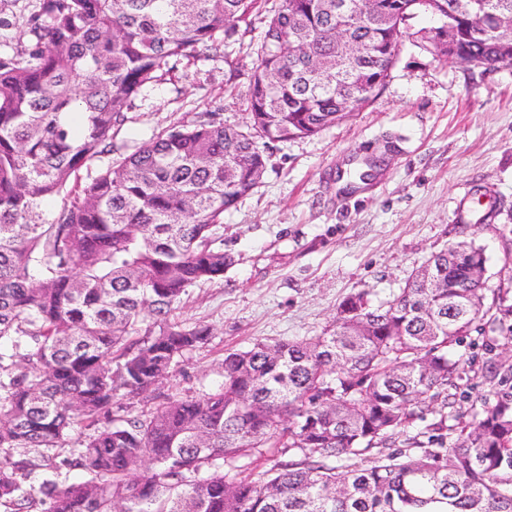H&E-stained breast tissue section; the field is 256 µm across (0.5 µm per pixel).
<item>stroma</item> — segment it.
Returning <instances> with one entry per match:
<instances>
[{"label": "stroma", "instance_id": "stroma-1", "mask_svg": "<svg viewBox=\"0 0 512 512\" xmlns=\"http://www.w3.org/2000/svg\"><path fill=\"white\" fill-rule=\"evenodd\" d=\"M259 30L223 58L183 59L137 99L121 139L136 144L213 106L246 120ZM380 156L368 181L364 158ZM485 249L489 291L512 290V68L448 62L402 46L377 96L313 138L274 144L260 184L224 214L223 280L187 290L178 319L213 329L161 385L216 389L229 349L320 335L349 294L391 300L432 254L458 241Z\"/></svg>", "mask_w": 512, "mask_h": 512}]
</instances>
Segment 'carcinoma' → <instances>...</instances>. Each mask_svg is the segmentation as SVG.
I'll return each instance as SVG.
<instances>
[{
	"label": "carcinoma",
	"mask_w": 512,
	"mask_h": 512,
	"mask_svg": "<svg viewBox=\"0 0 512 512\" xmlns=\"http://www.w3.org/2000/svg\"><path fill=\"white\" fill-rule=\"evenodd\" d=\"M344 2L282 0L263 20L243 124L216 106L132 147L117 136L134 101L221 46L236 70L229 48L261 0H35L17 43L0 39L4 512H512V363L495 345L481 367L495 399L470 422L457 408L473 369L454 348L473 331L512 343V302L486 304L472 241L428 258L441 288L416 273L390 301L350 294L318 336L225 352L212 392L129 403L212 336L175 313L232 265L224 213L261 182L271 145L352 116L403 43L437 53L417 21L438 0ZM443 2L476 66L512 68V0ZM338 28L363 54L317 74L302 47L336 57ZM426 404L454 437L391 450ZM65 446L52 468L85 478L25 487L12 450ZM268 448L301 457L263 470ZM239 458L259 472H224Z\"/></svg>",
	"instance_id": "obj_1"
}]
</instances>
